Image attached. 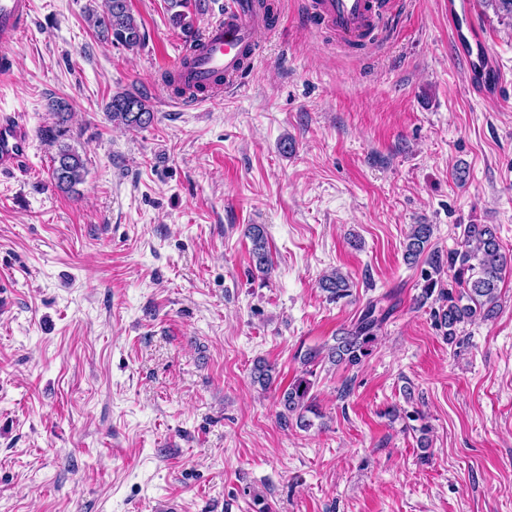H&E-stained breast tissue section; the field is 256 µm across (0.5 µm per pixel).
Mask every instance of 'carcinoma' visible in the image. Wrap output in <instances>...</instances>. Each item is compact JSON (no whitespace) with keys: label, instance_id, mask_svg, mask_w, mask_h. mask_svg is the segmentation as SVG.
Wrapping results in <instances>:
<instances>
[{"label":"carcinoma","instance_id":"cac0c4a2","mask_svg":"<svg viewBox=\"0 0 512 512\" xmlns=\"http://www.w3.org/2000/svg\"><path fill=\"white\" fill-rule=\"evenodd\" d=\"M189 0H167V9L173 11L171 20L191 39L189 51L181 58V65L188 68L193 64L192 52L200 46L195 34L193 21L188 19L185 9ZM96 34L115 47L132 49L144 40V33L134 15L128 0H104L100 15L89 18ZM106 112L113 124L127 130L144 129L155 119V112L147 96L133 93H117L106 104ZM55 125L39 130L40 136L57 143L52 159V179L62 191H69L83 181L85 165L82 157L69 144L62 142L68 130L64 123L70 113L67 105L53 104ZM433 228L430 224H413L404 242V260L409 265L423 263V293L419 303L424 304L431 297L441 302L439 311L434 313L436 323L444 329L448 343L455 342L467 324L489 322L500 311V288L506 272L512 271V257L502 253L496 228L491 224H465L461 230L458 247L442 254L430 248ZM246 236L251 241V262L256 271L266 275L271 269L270 252L265 228L261 224L247 226ZM448 272L451 284L445 286L441 279ZM320 288L333 300L351 296L349 277L336 270L320 281ZM389 298L385 294L370 300L360 312L351 327L334 338V344L321 348L310 347L299 353L302 365L300 374L295 376L279 397V421L295 425L307 431L313 426L308 414H317L314 404L313 375L310 367L327 360L333 365L359 366L372 354L379 331L388 316L389 309L382 302ZM274 368L262 359L254 362L251 378L261 387L273 380Z\"/></svg>","mask_w":512,"mask_h":512}]
</instances>
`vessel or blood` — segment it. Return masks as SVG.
Returning <instances> with one entry per match:
<instances>
[{
  "label": "vessel or blood",
  "mask_w": 512,
  "mask_h": 512,
  "mask_svg": "<svg viewBox=\"0 0 512 512\" xmlns=\"http://www.w3.org/2000/svg\"><path fill=\"white\" fill-rule=\"evenodd\" d=\"M410 0H313L312 20L333 29L339 42L367 39L374 31H396L409 15ZM31 0H0V83L13 77V50L29 26ZM448 25L459 56L470 73V88L483 99L495 98L507 76L487 46L483 26L469 0H448ZM256 0H224V15L209 24L202 48L189 70L192 85L214 87L216 94L242 85L253 72L259 50ZM222 86H214L216 76ZM30 138L15 118L0 120V173L25 162Z\"/></svg>",
  "instance_id": "vessel-or-blood-1"
}]
</instances>
